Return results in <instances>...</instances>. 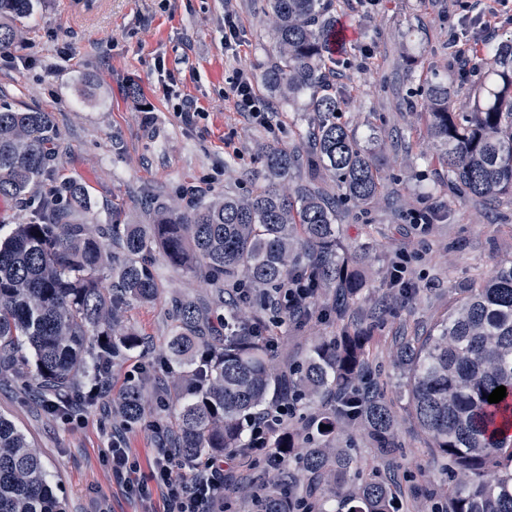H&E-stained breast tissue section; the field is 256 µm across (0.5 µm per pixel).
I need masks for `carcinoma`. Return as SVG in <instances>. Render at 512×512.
I'll use <instances>...</instances> for the list:
<instances>
[{"instance_id": "obj_1", "label": "carcinoma", "mask_w": 512, "mask_h": 512, "mask_svg": "<svg viewBox=\"0 0 512 512\" xmlns=\"http://www.w3.org/2000/svg\"><path fill=\"white\" fill-rule=\"evenodd\" d=\"M35 0H0V50L17 37L15 22L28 18ZM272 51L264 85L294 104L307 98L311 126L300 145L270 148L263 182L247 197L202 199L185 212L155 205L145 224H109L93 230L75 220L88 213V191L68 180L50 190L28 222L0 236V376L45 398L64 418L97 401L80 389L82 376L99 380L112 359L142 344L122 320L129 301L150 302L158 288L150 243L168 264L217 287L243 290L249 311L211 318L196 301L176 305L172 336L162 361L182 403L173 416L174 443L184 464L242 447L245 419L280 407L291 416L301 399L326 401L309 429L299 463L302 477L283 472L261 497V512H295L319 485L334 491V512H397L400 484L374 481L340 494L358 461L332 444L338 428L361 427L380 456L396 451L395 420L377 387L366 389L374 338L350 322L313 346L294 367H278V337L265 335L271 293L298 282L316 313L344 318L365 283L345 263L337 208L374 202L383 191L378 156L341 121V100L330 81L336 60L331 0H269ZM470 110L454 111L460 93ZM431 135L448 169V187L475 201L512 199V38L493 50L477 86L455 84L451 73L431 72L424 87ZM57 129L48 112L0 105V202L23 200L52 178ZM305 170L303 181L295 173ZM285 183L293 184L289 192ZM117 285L100 287L105 266ZM336 287L335 303L323 291ZM406 375L417 423L448 474L445 512H512V261L486 281L460 289L448 312L426 336L400 342L395 351ZM498 386L506 397L490 403ZM130 424L145 412L140 380L120 400ZM327 429L320 430V425ZM0 512H65L38 451L0 415Z\"/></svg>"}]
</instances>
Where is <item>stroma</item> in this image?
<instances>
[{
    "label": "stroma",
    "mask_w": 512,
    "mask_h": 512,
    "mask_svg": "<svg viewBox=\"0 0 512 512\" xmlns=\"http://www.w3.org/2000/svg\"><path fill=\"white\" fill-rule=\"evenodd\" d=\"M232 6L240 35L224 43V8ZM266 0H99L95 12L73 17L63 0H39L35 13L17 24L18 37L0 60V103L52 113L58 136L56 179L33 197L0 204V224L26 222L40 195L54 182L76 179L91 198L92 224H141L151 199L189 210L195 196L249 194L264 169L267 146L291 148L309 126L297 110L257 87L260 103L276 113L274 129L236 111L226 100L238 69L261 78L269 59ZM337 27L348 32L346 54L332 78L343 100V118L359 137L377 131L381 196L365 211L342 210L344 254L366 282L365 298L347 319H362L380 342L371 379L395 413L398 452L379 458L361 429L337 433L360 462V481L397 476L409 512H430L427 493L441 492L448 477L418 426L393 361L394 339L426 333L448 307L456 288L488 279L512 260V203H479L455 196L447 171L431 159L437 147L422 117V84L430 70L471 59L462 77L478 82L491 60L480 20L465 16L457 0H333ZM175 79L181 96L202 113L185 125L176 99L162 86ZM158 295L130 303L125 317L143 339L112 362V390L97 405L64 420L47 414L19 384L0 380V413L9 415L42 454L47 478L67 512H143L124 481L112 473L108 443L121 435L140 466L160 448L155 421L171 418L174 391L146 384L140 423L123 428L112 411L133 365L161 373L160 354L174 325L177 301L224 308L214 288L170 267L152 247ZM408 258L417 289L401 296L392 265ZM276 358L299 360L315 343L337 333L335 322L297 325L275 318ZM264 460L234 463L224 493V512H259L255 500L274 478Z\"/></svg>",
    "instance_id": "1"
}]
</instances>
